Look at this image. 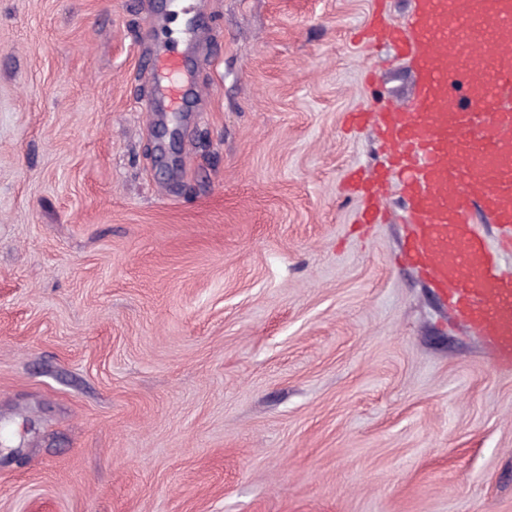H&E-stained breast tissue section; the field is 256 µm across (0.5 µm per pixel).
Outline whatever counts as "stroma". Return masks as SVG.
<instances>
[{
	"mask_svg": "<svg viewBox=\"0 0 512 512\" xmlns=\"http://www.w3.org/2000/svg\"><path fill=\"white\" fill-rule=\"evenodd\" d=\"M375 8L0 0V512H512V375L341 190L415 83ZM145 68L153 77V94L147 101V111L151 103L157 100L159 112H174L180 108L182 100L192 94L186 76L187 63L178 48L172 47L146 58Z\"/></svg>",
	"mask_w": 512,
	"mask_h": 512,
	"instance_id": "1",
	"label": "stroma"
}]
</instances>
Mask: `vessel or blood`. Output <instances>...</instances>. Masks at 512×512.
<instances>
[{
  "mask_svg": "<svg viewBox=\"0 0 512 512\" xmlns=\"http://www.w3.org/2000/svg\"><path fill=\"white\" fill-rule=\"evenodd\" d=\"M367 37L410 59L417 84L405 104L374 115L384 162L348 184L363 201L360 221L375 222L396 176L410 218L406 261L512 373V275L467 220L479 204L512 246V107L502 102L512 92V0H415L400 24L379 9ZM146 67L158 110H178L191 93L182 52L152 55Z\"/></svg>",
  "mask_w": 512,
  "mask_h": 512,
  "instance_id": "obj_1",
  "label": "vessel or blood"
}]
</instances>
